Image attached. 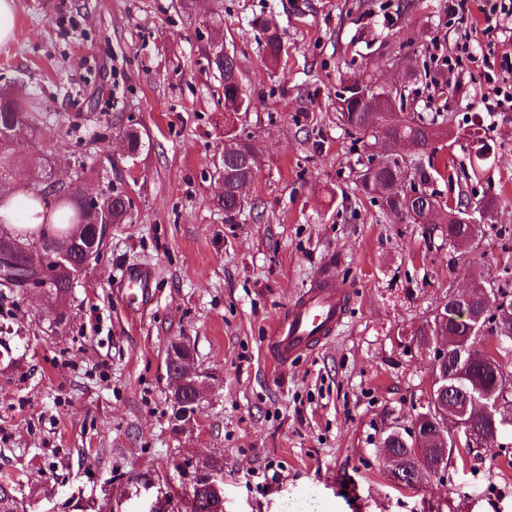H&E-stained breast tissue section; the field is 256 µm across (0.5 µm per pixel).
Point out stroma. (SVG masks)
<instances>
[{
    "label": "stroma",
    "instance_id": "35a3bbf8",
    "mask_svg": "<svg viewBox=\"0 0 512 512\" xmlns=\"http://www.w3.org/2000/svg\"><path fill=\"white\" fill-rule=\"evenodd\" d=\"M451 0H18L0 49V86L23 84L49 115L54 178L90 196L123 194L124 223L57 312L44 296L0 291V481L20 512H147L190 498L183 449L224 460V512H282L316 491L325 512H512V428L467 449L444 480L394 482L378 448L410 427L429 395L428 360L412 330L474 273L512 297V112H485L480 77L448 70ZM224 23L214 28L213 15ZM274 17L286 54L261 63L257 15ZM222 41L254 106L235 122L259 157L256 212L224 221L215 160L224 148V89L209 61ZM404 85L414 112L453 119L455 145L435 165L467 161V132L486 130L491 160L476 192L502 203L470 270L431 224L400 223L357 187L365 160L336 119L341 75ZM144 147L129 160L124 130ZM89 170L73 182L68 163ZM152 270L144 304L115 281ZM332 266L354 300L323 348L274 365L276 319ZM190 341L215 372L196 418L172 417L165 357Z\"/></svg>",
    "mask_w": 512,
    "mask_h": 512
}]
</instances>
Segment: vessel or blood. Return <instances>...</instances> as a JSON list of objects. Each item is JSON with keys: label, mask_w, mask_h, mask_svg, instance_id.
Returning <instances> with one entry per match:
<instances>
[{"label": "vessel or blood", "mask_w": 512, "mask_h": 512, "mask_svg": "<svg viewBox=\"0 0 512 512\" xmlns=\"http://www.w3.org/2000/svg\"><path fill=\"white\" fill-rule=\"evenodd\" d=\"M151 271L127 266L121 271L119 286L135 299L146 298ZM350 289L336 283L331 270L322 271L280 317L268 352L276 362L285 364L312 352L336 333L352 302Z\"/></svg>", "instance_id": "b4317fda"}]
</instances>
